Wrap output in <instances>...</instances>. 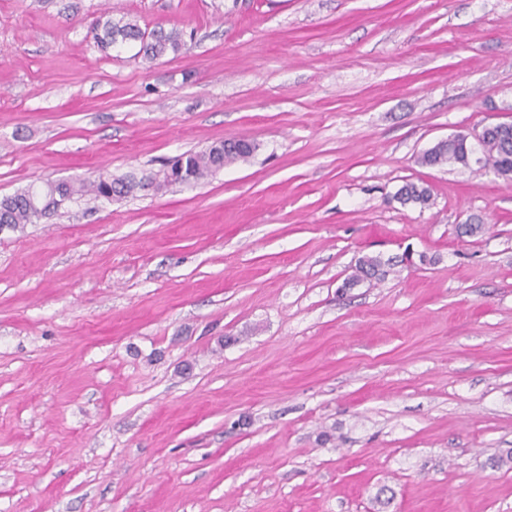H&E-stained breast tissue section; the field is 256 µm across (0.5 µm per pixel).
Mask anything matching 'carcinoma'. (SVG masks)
<instances>
[{
  "label": "carcinoma",
  "mask_w": 512,
  "mask_h": 512,
  "mask_svg": "<svg viewBox=\"0 0 512 512\" xmlns=\"http://www.w3.org/2000/svg\"><path fill=\"white\" fill-rule=\"evenodd\" d=\"M93 30L98 48L106 52L114 47L135 43L139 46L136 56L152 63L170 53L177 54L185 47L181 32L172 27L157 26L147 31L123 18L112 16L96 20ZM257 146L245 139H233L227 148L199 152L188 151L173 163H168L153 177L137 180L133 177L99 175L92 181H54L36 186L34 184L0 198V224L12 230L22 229L27 224L57 212L74 197H86L89 201H112L122 198L136 189L149 186L160 190L172 184H194L227 165L244 162L251 158ZM482 155V168H489L503 177L512 176V131L498 128L485 133L477 145ZM472 146L459 138L439 141L425 151L420 162L426 166L467 165V155ZM403 203L426 205L430 201L429 190L414 183H406L397 191ZM393 260L379 256L359 258L353 273L345 279L343 287L353 288L364 281H381L390 272Z\"/></svg>",
  "instance_id": "1"
}]
</instances>
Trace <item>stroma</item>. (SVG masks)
Segmentation results:
<instances>
[{
  "instance_id": "obj_1",
  "label": "stroma",
  "mask_w": 512,
  "mask_h": 512,
  "mask_svg": "<svg viewBox=\"0 0 512 512\" xmlns=\"http://www.w3.org/2000/svg\"><path fill=\"white\" fill-rule=\"evenodd\" d=\"M511 110L512 0H0V196L258 146L0 232V512H512ZM110 13L109 11L105 17L97 19L93 26L95 42L102 52L135 43L139 46L137 57L152 63L167 54H177L185 47L182 34L177 28L157 26L147 31L124 18L113 19ZM509 128L512 129V120L491 122L471 131L452 134L448 139L459 136L466 140H479L488 130L475 148L482 155L483 165L481 167L492 169L499 175L510 178L512 177V131L500 130ZM472 151V146L464 139L451 141H439L432 148L425 151L420 157L422 165H467V155ZM394 266L392 259L384 260L380 256H364L359 258L353 273L345 279L344 288H354L360 282L381 281Z\"/></svg>"
}]
</instances>
